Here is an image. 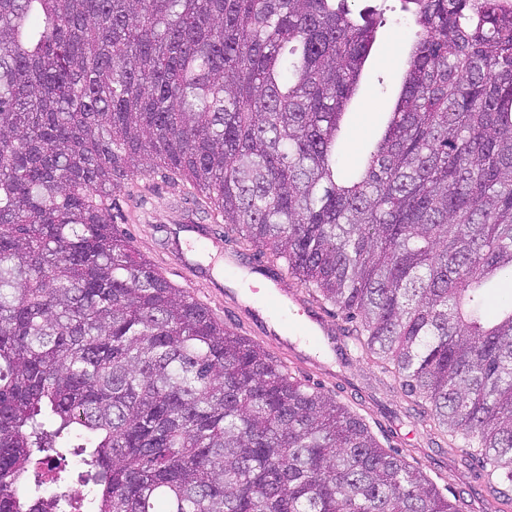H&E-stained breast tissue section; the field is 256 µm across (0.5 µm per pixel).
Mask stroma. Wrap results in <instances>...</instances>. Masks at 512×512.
<instances>
[{
	"label": "stroma",
	"instance_id": "stroma-1",
	"mask_svg": "<svg viewBox=\"0 0 512 512\" xmlns=\"http://www.w3.org/2000/svg\"><path fill=\"white\" fill-rule=\"evenodd\" d=\"M353 12L366 9L383 11L384 22L378 27L369 57L355 93L343 118L344 134L336 144L339 175L352 176L365 151L381 137L401 88L406 52L412 43L411 27L400 0H348ZM115 222L129 230L138 249L152 260L164 276L189 291L226 323H237L245 334L261 344L287 365L297 367L311 382L335 391L339 401L347 403L367 422L391 414L394 436L392 445L408 449L422 465L428 477L445 497L464 496L471 501V512H498L486 487L466 467L459 456L437 445L426 428L416 419L405 417V397L393 387L379 369L354 360L342 359L332 337L320 336L319 347L306 342L284 346L275 337L259 335L250 311L260 308V298L243 299V280L253 254H240L237 247L223 241L213 244L188 232L187 224H204L206 214L186 203L169 184L155 181L146 194L144 205L118 196ZM192 246L196 252L193 265L178 269L179 247Z\"/></svg>",
	"mask_w": 512,
	"mask_h": 512
}]
</instances>
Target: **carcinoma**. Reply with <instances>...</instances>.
I'll return each instance as SVG.
<instances>
[{"label": "carcinoma", "mask_w": 512, "mask_h": 512, "mask_svg": "<svg viewBox=\"0 0 512 512\" xmlns=\"http://www.w3.org/2000/svg\"><path fill=\"white\" fill-rule=\"evenodd\" d=\"M416 29L362 170L336 139L381 13L347 0H0V512H470L174 287L114 224L129 182L335 307L336 351L512 506V0ZM79 458L85 490L28 474Z\"/></svg>", "instance_id": "obj_1"}]
</instances>
